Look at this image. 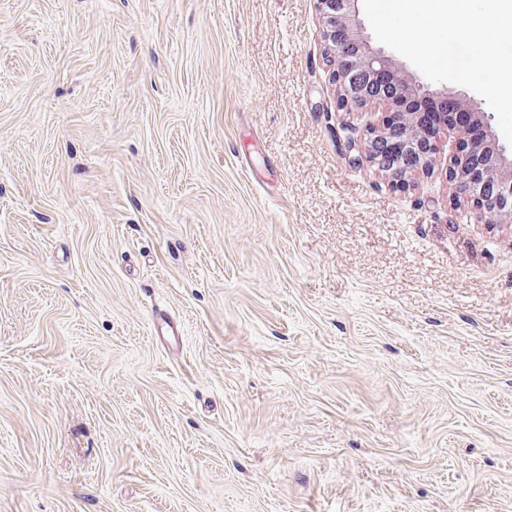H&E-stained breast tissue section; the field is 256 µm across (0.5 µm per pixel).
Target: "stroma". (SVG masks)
Masks as SVG:
<instances>
[{
	"mask_svg": "<svg viewBox=\"0 0 512 512\" xmlns=\"http://www.w3.org/2000/svg\"><path fill=\"white\" fill-rule=\"evenodd\" d=\"M327 71L314 0H0V512H512V226Z\"/></svg>",
	"mask_w": 512,
	"mask_h": 512,
	"instance_id": "35a3bbf8",
	"label": "stroma"
}]
</instances>
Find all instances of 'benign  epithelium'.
<instances>
[{
	"mask_svg": "<svg viewBox=\"0 0 512 512\" xmlns=\"http://www.w3.org/2000/svg\"><path fill=\"white\" fill-rule=\"evenodd\" d=\"M358 4L316 0L337 108L357 112L378 104L385 109L382 127L366 130L358 161L402 189L409 187L408 178L434 169L439 162L437 142L428 140L419 114L400 111V104L407 97L438 102L447 110L443 130L459 134L457 152L447 167L453 202L467 204L471 224H511L512 149L500 142L491 113L464 93L432 89L407 74L396 59L372 48ZM471 127L482 128L483 138L468 140Z\"/></svg>",
	"mask_w": 512,
	"mask_h": 512,
	"instance_id": "7a95c632",
	"label": "benign epithelium"
}]
</instances>
